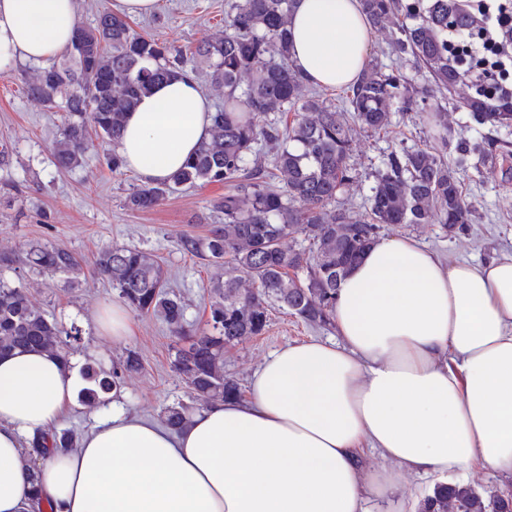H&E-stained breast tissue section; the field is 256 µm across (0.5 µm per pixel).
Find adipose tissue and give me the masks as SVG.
<instances>
[{
  "label": "adipose tissue",
  "instance_id": "ef3b65f1",
  "mask_svg": "<svg viewBox=\"0 0 512 512\" xmlns=\"http://www.w3.org/2000/svg\"><path fill=\"white\" fill-rule=\"evenodd\" d=\"M76 0H0V69L70 46ZM291 59L309 82L356 83L370 48L361 0H295ZM196 80L158 84L129 113L118 152L146 184L208 136ZM335 340L270 353L239 399L176 432L122 410L30 483L25 442L69 408L75 365L0 357V512H364L403 474L445 480L476 465L512 489V252L444 262L409 236L377 237L342 278ZM382 464L364 468L367 454Z\"/></svg>",
  "mask_w": 512,
  "mask_h": 512
}]
</instances>
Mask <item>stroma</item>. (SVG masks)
I'll list each match as a JSON object with an SVG mask.
<instances>
[{
    "label": "stroma",
    "mask_w": 512,
    "mask_h": 512,
    "mask_svg": "<svg viewBox=\"0 0 512 512\" xmlns=\"http://www.w3.org/2000/svg\"><path fill=\"white\" fill-rule=\"evenodd\" d=\"M230 2L159 0L155 13L131 19L130 24L138 32L191 53L203 41L222 33ZM38 71V66L21 62L0 73V146L10 151L8 161L0 163V196L9 198L8 203L0 205V257L13 260L5 275L22 283L36 304L58 321L81 329L82 340L74 350L78 366L94 363L108 369L128 353H136L141 368L126 376L116 404L131 415L163 424L166 407L191 401L186 385L171 367L173 339L159 318L137 314L131 317L132 334L126 341L115 343L98 334L99 311L118 302L119 296L95 274L93 257L99 248L118 244L157 258L170 273L173 291L184 298L188 320L204 327L209 317V285L216 270L205 261L185 255L178 240L186 234H207L211 225L221 223V214L212 212L210 202L223 196L225 187L211 184L185 188L169 195L153 210L132 212L125 208L124 198L141 181L125 168L112 172L106 162V147L90 151L78 168L58 171L51 152L61 114L30 101L26 94L27 82ZM470 93V88L462 85L435 101L448 114V162H455L458 147L471 150V165L460 174L471 210L470 224L451 230L437 224L395 229L396 234L415 238L451 262H482L500 251L512 250V157L500 162L490 174L478 173L473 166L479 151L489 143L512 148V125L492 128L476 124L459 104L461 97ZM390 121V127L377 135L359 129L353 133L351 162L357 178L342 200L355 212H363L374 175L387 154L430 140L425 114L403 111L401 100H394ZM29 241L66 245L84 267L79 284L69 285L64 276L41 274L19 262L21 247ZM335 335L334 327L307 325L277 306L271 310L267 333L226 352L224 369L244 384L274 350L312 337L331 339ZM113 405L74 403L57 428L83 438L111 413Z\"/></svg>",
    "instance_id": "1"
}]
</instances>
